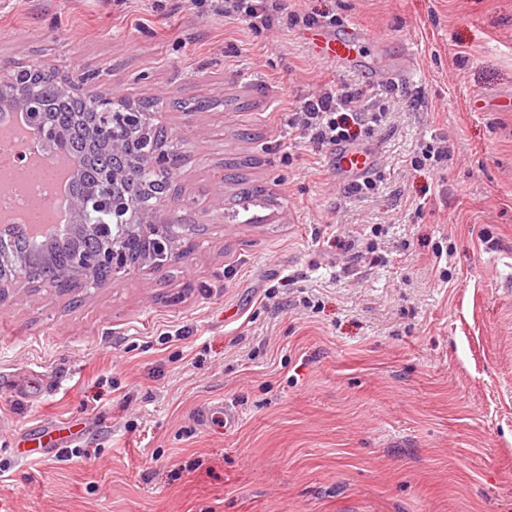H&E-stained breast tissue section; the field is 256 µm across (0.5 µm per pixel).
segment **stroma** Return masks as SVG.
I'll list each match as a JSON object with an SVG mask.
<instances>
[{
	"instance_id": "35a3bbf8",
	"label": "stroma",
	"mask_w": 512,
	"mask_h": 512,
	"mask_svg": "<svg viewBox=\"0 0 512 512\" xmlns=\"http://www.w3.org/2000/svg\"><path fill=\"white\" fill-rule=\"evenodd\" d=\"M152 4L0 0V60L157 102L186 151L160 214L197 227L159 272L10 288L0 512H512V0H288L261 33ZM332 21L375 36L352 68L312 52ZM356 89L383 115L367 195L288 125ZM428 144L438 168L411 166ZM235 158L264 190L248 224ZM218 401L235 428L199 421ZM58 422L81 457L15 456Z\"/></svg>"
}]
</instances>
